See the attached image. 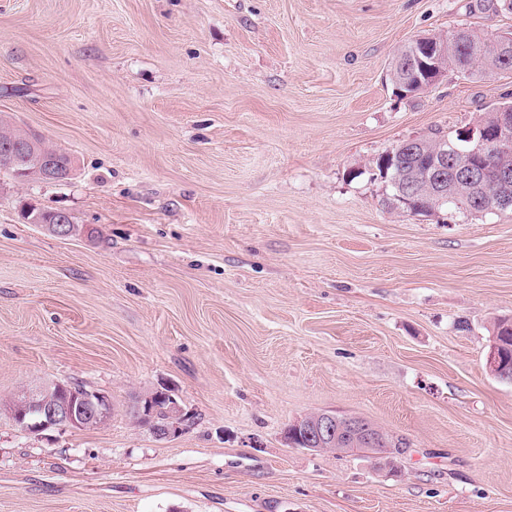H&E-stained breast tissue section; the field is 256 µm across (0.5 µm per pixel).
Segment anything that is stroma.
Listing matches in <instances>:
<instances>
[{
	"mask_svg": "<svg viewBox=\"0 0 512 512\" xmlns=\"http://www.w3.org/2000/svg\"><path fill=\"white\" fill-rule=\"evenodd\" d=\"M512 26L497 0H0V116L71 155L0 173V512H512V213L391 208L368 165L512 101V73L387 79L417 35ZM62 208L81 232L24 223ZM108 396L90 431L21 428L22 389ZM166 386L194 416L136 425ZM364 418L411 446L292 448ZM132 414L137 425L148 427L159 440H171L190 427L188 414L179 400L168 389L148 392L136 399ZM159 414L165 419L158 423ZM339 420V416L332 412H320L315 415H309L304 420H295L292 423L297 424L302 429L300 434L299 427L294 432H291L287 443L290 447H295L297 441L307 440V443L317 447L309 448L312 451H321L323 448H328L336 442V424Z\"/></svg>",
	"mask_w": 512,
	"mask_h": 512,
	"instance_id": "35a3bbf8",
	"label": "stroma"
}]
</instances>
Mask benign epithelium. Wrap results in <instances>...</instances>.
<instances>
[{
    "label": "benign epithelium",
    "mask_w": 512,
    "mask_h": 512,
    "mask_svg": "<svg viewBox=\"0 0 512 512\" xmlns=\"http://www.w3.org/2000/svg\"><path fill=\"white\" fill-rule=\"evenodd\" d=\"M459 33L452 40L439 33L419 35L414 39L413 56L409 69L417 81L407 83L410 94L424 93L436 86L448 70L444 67L448 55L456 48V41L463 40ZM461 142L452 143L443 138L437 141L432 151V163L427 176L409 178L406 186L391 197V205L413 215L430 216L448 201L445 176L455 183L470 184L478 188H492L495 211L504 213L512 210V165L492 161L491 155L503 157L512 154V107L496 110L495 126L475 121L461 130ZM0 161L14 168L16 179L30 182L60 183L72 178V169L59 171L45 162L43 145L34 137L23 140L10 139L0 143ZM435 183L434 200L419 205L422 180ZM30 223L38 224L56 236H66L65 227L73 223L72 216L65 210H56L52 218L43 220L36 214ZM486 368L495 377L512 380V371L504 368L501 353L495 344H490L486 354ZM66 400L52 399L46 395V387L39 386L22 391L11 401L13 416L22 422V427L40 431L53 426L74 430L93 429L107 420L111 403L103 395L92 393L82 395L81 389L71 385ZM136 424L147 427L159 440H171L185 433L190 425L188 414L179 400L168 389L148 392L136 399L132 407ZM339 416L332 412H320L295 424L301 430L289 434L287 443L305 440L321 451L336 442V424ZM347 438L350 443L362 448H378L382 444L380 431L367 424L360 417L344 418Z\"/></svg>",
    "instance_id": "1"
}]
</instances>
